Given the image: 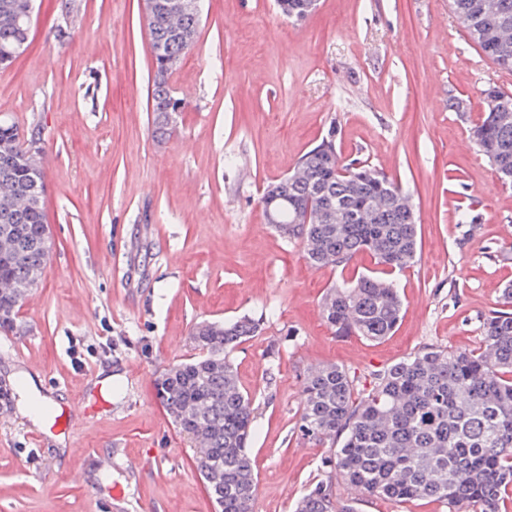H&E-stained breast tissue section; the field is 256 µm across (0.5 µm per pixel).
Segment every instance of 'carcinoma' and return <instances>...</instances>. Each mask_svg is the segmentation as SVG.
<instances>
[{
    "label": "carcinoma",
    "instance_id": "1",
    "mask_svg": "<svg viewBox=\"0 0 512 512\" xmlns=\"http://www.w3.org/2000/svg\"><path fill=\"white\" fill-rule=\"evenodd\" d=\"M29 0H0V50L26 36L20 16ZM309 0L278 5L286 17H309ZM450 9L481 52L512 69V0H450ZM201 19L177 23L161 13L147 23L152 55L151 94H169L165 58L184 57ZM156 136L173 131L167 113L153 116ZM472 139L500 177L512 186V92L486 91ZM29 146L15 123L0 117V328L9 330L24 298L44 272L50 254L45 175L29 174ZM283 188L274 228L301 240L313 266H345L368 253L380 269L343 278L328 288L320 309L339 333L380 341L394 333L403 301L387 279L415 262L418 217L403 204L406 193L386 174L360 162L344 163L336 135L302 154ZM262 331L261 319L203 323L193 329L201 355L176 364L156 380V396L179 432L194 443L193 464L218 512H252L256 475L250 456L255 434L251 395L238 380L231 353ZM347 369L321 365L303 381L299 431L334 445L330 471L311 485L296 512H354L338 496L394 502L438 500L448 512H501L512 489V287L501 308L483 322L479 351L429 347L374 374L366 392Z\"/></svg>",
    "mask_w": 512,
    "mask_h": 512
}]
</instances>
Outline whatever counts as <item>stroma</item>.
<instances>
[{
    "mask_svg": "<svg viewBox=\"0 0 512 512\" xmlns=\"http://www.w3.org/2000/svg\"><path fill=\"white\" fill-rule=\"evenodd\" d=\"M143 16L142 0H36L31 44L0 67V116L39 132L52 242L35 304L0 331V512H216L155 380L195 356V324L242 316L264 321L232 355L255 400L253 512H293L333 454L298 429L307 371L365 379L430 346L477 350L512 283V188L460 147L512 71L448 0H320L298 24L274 0H204L171 76L187 107L161 140ZM333 128L342 160L387 173L419 216L417 259L394 276L402 320L376 342L320 313L326 289L373 258L311 267L260 203ZM467 208L476 225L459 223ZM79 401L67 431L28 411Z\"/></svg>",
    "mask_w": 512,
    "mask_h": 512,
    "instance_id": "stroma-1",
    "label": "stroma"
}]
</instances>
